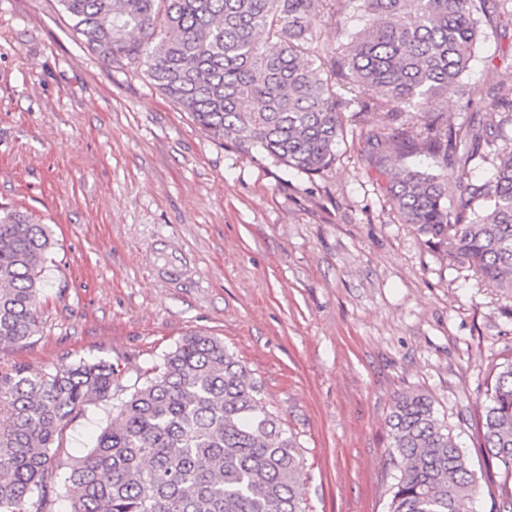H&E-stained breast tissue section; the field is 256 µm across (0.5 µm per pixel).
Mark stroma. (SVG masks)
<instances>
[{
    "label": "stroma",
    "instance_id": "stroma-1",
    "mask_svg": "<svg viewBox=\"0 0 512 512\" xmlns=\"http://www.w3.org/2000/svg\"><path fill=\"white\" fill-rule=\"evenodd\" d=\"M512 88V17L485 29L437 111L462 122ZM347 125L309 176L211 140L140 64L104 62L58 0H0V206L49 225L41 328L0 372L112 363L129 387L185 335L223 339L304 450L307 512H388L395 398L429 396L468 452L477 512H512L483 448L487 379L512 362V296L402 223ZM112 416L68 428L82 456Z\"/></svg>",
    "mask_w": 512,
    "mask_h": 512
}]
</instances>
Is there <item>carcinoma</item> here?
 <instances>
[{"mask_svg":"<svg viewBox=\"0 0 512 512\" xmlns=\"http://www.w3.org/2000/svg\"><path fill=\"white\" fill-rule=\"evenodd\" d=\"M103 61L138 62L212 140L286 169L320 175L336 160L345 113L376 112L391 132L367 136V162L391 184L406 224L453 263L512 294V94L460 124L435 103L469 68L483 26L512 0H58ZM365 20L341 52L314 35L324 7ZM341 81L350 97L335 90ZM430 160L425 170L407 159ZM492 180L474 184L473 160ZM465 202L451 204L455 189ZM52 230L0 207V345L39 329L38 297ZM112 364L0 372V512H305L302 449L260 386L207 333L182 338L115 405L87 453L63 433L112 399ZM400 477L388 512H469V458L424 394L389 415ZM484 447L512 478V362L498 367L481 416Z\"/></svg>","mask_w":512,"mask_h":512,"instance_id":"obj_1","label":"carcinoma"}]
</instances>
